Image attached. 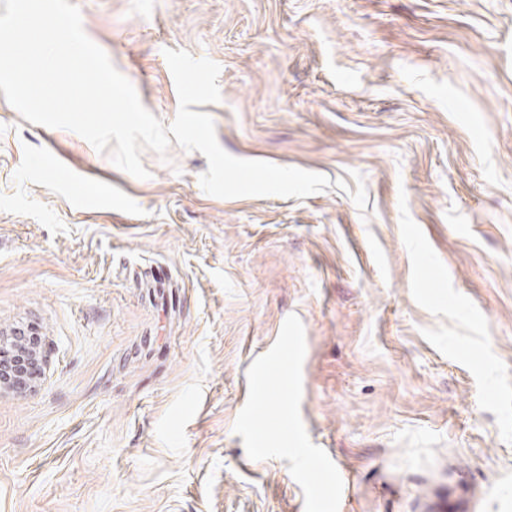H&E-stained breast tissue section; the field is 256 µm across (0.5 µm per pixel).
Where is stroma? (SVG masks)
Returning <instances> with one entry per match:
<instances>
[{
    "instance_id": "stroma-1",
    "label": "stroma",
    "mask_w": 512,
    "mask_h": 512,
    "mask_svg": "<svg viewBox=\"0 0 512 512\" xmlns=\"http://www.w3.org/2000/svg\"><path fill=\"white\" fill-rule=\"evenodd\" d=\"M75 2L163 124L210 58L221 147L331 185L141 180L0 94V512H512V0Z\"/></svg>"
}]
</instances>
